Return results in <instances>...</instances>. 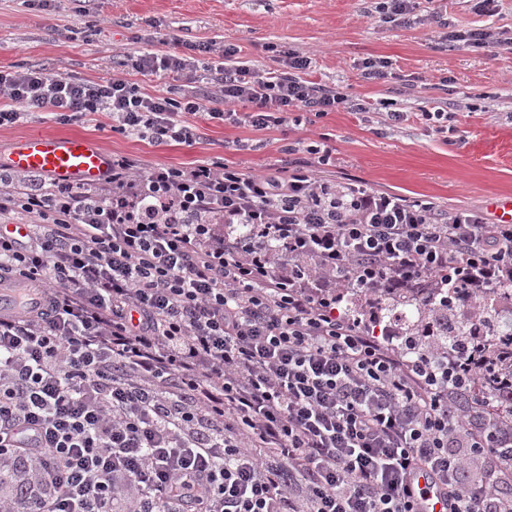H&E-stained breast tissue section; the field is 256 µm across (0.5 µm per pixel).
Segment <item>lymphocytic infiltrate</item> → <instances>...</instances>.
I'll return each mask as SVG.
<instances>
[{
	"instance_id": "lymphocytic-infiltrate-1",
	"label": "lymphocytic infiltrate",
	"mask_w": 512,
	"mask_h": 512,
	"mask_svg": "<svg viewBox=\"0 0 512 512\" xmlns=\"http://www.w3.org/2000/svg\"><path fill=\"white\" fill-rule=\"evenodd\" d=\"M210 79L220 106L123 79L0 68V127L47 110L103 112L120 133L193 145L190 115L256 130L346 107L284 52L259 73L233 45L144 54L131 67ZM255 175L227 164L94 184L0 173V512H418L431 476L450 512H512V423L340 312L344 294L424 286L452 305L512 285V224L435 212L316 177L332 149ZM475 463L472 484L458 481Z\"/></svg>"
}]
</instances>
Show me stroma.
Here are the masks:
<instances>
[{
	"mask_svg": "<svg viewBox=\"0 0 512 512\" xmlns=\"http://www.w3.org/2000/svg\"><path fill=\"white\" fill-rule=\"evenodd\" d=\"M378 0H0V67L45 69L61 77L96 81L120 78L142 93L171 95L168 77L132 70L128 57L184 51L199 41L232 44L241 61L266 70L281 67L279 53L308 54L305 80L365 103L366 111L341 109L323 117L261 131L205 114L193 115L201 138L191 146L153 143L114 131L108 115L62 122L35 112L0 127V155L31 133L79 134L111 155L154 165L191 167L227 163L253 173L305 158L320 141L332 161L318 177L362 181L408 200L433 203L437 212L473 210L495 221L493 204L512 197V50L487 44H449L448 32L485 28L512 39V0L493 14L479 0H415L405 18L388 21ZM389 63L387 79L362 75L365 59ZM394 103L408 118L390 126L379 111ZM454 115L455 131L436 132L422 116ZM297 146L290 154L288 146Z\"/></svg>",
	"mask_w": 512,
	"mask_h": 512,
	"instance_id": "stroma-1",
	"label": "stroma"
}]
</instances>
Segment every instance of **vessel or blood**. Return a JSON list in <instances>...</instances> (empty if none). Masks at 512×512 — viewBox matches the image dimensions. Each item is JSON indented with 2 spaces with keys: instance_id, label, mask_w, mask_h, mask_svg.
I'll return each mask as SVG.
<instances>
[{
  "instance_id": "vessel-or-blood-1",
  "label": "vessel or blood",
  "mask_w": 512,
  "mask_h": 512,
  "mask_svg": "<svg viewBox=\"0 0 512 512\" xmlns=\"http://www.w3.org/2000/svg\"><path fill=\"white\" fill-rule=\"evenodd\" d=\"M111 154L87 137L74 134H32L16 139L8 166L17 174L41 173L64 183L91 184L103 179Z\"/></svg>"
}]
</instances>
